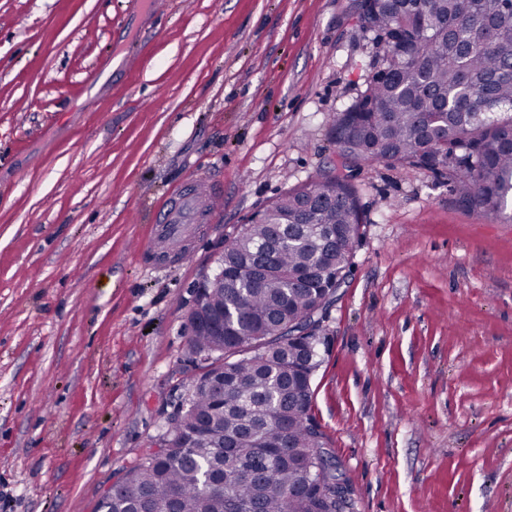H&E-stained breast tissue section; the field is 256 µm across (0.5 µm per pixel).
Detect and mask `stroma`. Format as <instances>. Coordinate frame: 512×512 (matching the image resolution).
<instances>
[{
  "label": "stroma",
  "instance_id": "obj_1",
  "mask_svg": "<svg viewBox=\"0 0 512 512\" xmlns=\"http://www.w3.org/2000/svg\"><path fill=\"white\" fill-rule=\"evenodd\" d=\"M359 0H0V512H97L197 372L194 285L257 210L344 176L364 223L311 413L352 512H512V218L342 162ZM215 224L133 249L185 181Z\"/></svg>",
  "mask_w": 512,
  "mask_h": 512
}]
</instances>
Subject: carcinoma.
Wrapping results in <instances>:
<instances>
[{"label":"carcinoma","instance_id":"cac0c4a2","mask_svg":"<svg viewBox=\"0 0 512 512\" xmlns=\"http://www.w3.org/2000/svg\"><path fill=\"white\" fill-rule=\"evenodd\" d=\"M376 71L336 114L338 156L397 163L448 180L456 202L487 216L512 207V13L501 0H359ZM325 200L290 189L224 247L191 353L221 357L222 380L190 386L100 512H340L334 463L291 379L319 366L323 284L349 272L362 212L354 187ZM314 324L299 340L288 325ZM238 448L257 450L260 476ZM320 468L306 489V473Z\"/></svg>","mask_w":512,"mask_h":512}]
</instances>
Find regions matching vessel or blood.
Returning a JSON list of instances; mask_svg holds the SVG:
<instances>
[{"mask_svg":"<svg viewBox=\"0 0 512 512\" xmlns=\"http://www.w3.org/2000/svg\"><path fill=\"white\" fill-rule=\"evenodd\" d=\"M221 183L206 182L203 193L182 187L173 192L165 206L155 216L153 235L147 239L140 255L158 270L168 265L170 252L181 249L186 243L200 238L208 224L214 220V213L207 201L219 195Z\"/></svg>","mask_w":512,"mask_h":512,"instance_id":"b4317fda","label":"vessel or blood"}]
</instances>
